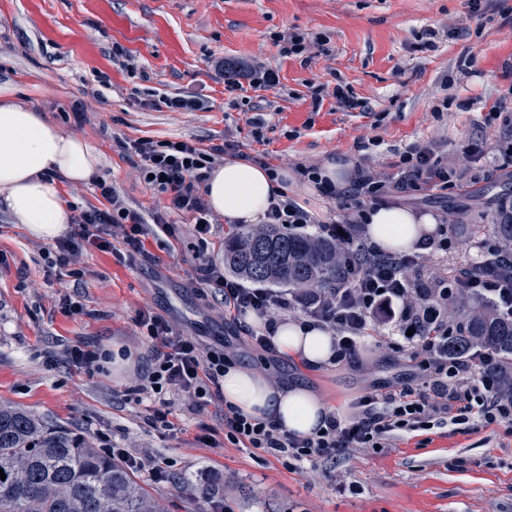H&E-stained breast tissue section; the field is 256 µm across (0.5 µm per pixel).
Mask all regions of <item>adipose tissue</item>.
<instances>
[{"instance_id": "1", "label": "adipose tissue", "mask_w": 512, "mask_h": 512, "mask_svg": "<svg viewBox=\"0 0 512 512\" xmlns=\"http://www.w3.org/2000/svg\"><path fill=\"white\" fill-rule=\"evenodd\" d=\"M99 157L85 141L49 123L41 112L0 100V190L14 223L34 238L52 239L66 230L70 212L52 173L75 182L89 181ZM211 208L230 224H258L281 180L259 165L231 160L216 168L204 186ZM427 212L382 207L367 217L371 240L387 253L417 249L436 229ZM273 341L279 353L316 369L329 365L334 339L317 326L291 318L279 322ZM225 403L283 429L308 436L319 428L327 407L311 389L299 384L273 387L260 372L236 364L224 374Z\"/></svg>"}]
</instances>
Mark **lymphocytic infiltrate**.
Returning <instances> with one entry per match:
<instances>
[{"label":"lymphocytic infiltrate","mask_w":512,"mask_h":512,"mask_svg":"<svg viewBox=\"0 0 512 512\" xmlns=\"http://www.w3.org/2000/svg\"><path fill=\"white\" fill-rule=\"evenodd\" d=\"M140 180L158 197L150 214L130 208L124 197L107 181L94 187L106 200V207L90 206L73 215V231L56 242L52 268L71 266L88 249L108 252L113 238H120L124 261L137 265L152 262L145 247L148 236L176 237L169 217L174 213L191 216L187 232L196 260V290L211 295L225 320L235 322L237 332L252 346L275 354L271 338L280 316L301 313L306 322L330 330L335 337V362L354 357L358 344L390 325L405 339L406 348L422 373V385L363 396L358 411L344 419L329 414L326 425L315 434L299 437L270 422L224 409V438L232 445L260 449L291 469L319 459L332 460L351 448H374L389 439L393 431H413L434 420L512 423V396L503 394L492 368L493 352L476 350L467 358L449 355L448 303L461 292L484 300L498 313L512 316V279L497 282L472 275L473 262L448 265V215H440L436 235L424 243L438 262L444 263L442 278L434 284L412 281L408 273L421 262L418 254L392 255L378 249L359 233L369 211L391 204L396 198L456 186L465 175L484 163L492 171L512 173V141L498 146L492 154L463 146L457 163L443 161L434 144L413 147L400 157L394 174L377 175L371 168L357 167L349 183L338 187L323 177L318 166L301 164L300 176L314 184L324 198L346 209L343 220L326 222L292 198L272 201L266 221L286 229L316 226L319 233L341 236L348 263L341 282L322 293L309 296L275 288H247L224 273L209 254V237L218 216L209 206L202 188L217 164L224 160L225 147L202 148L194 140L115 141ZM263 320L256 328L244 322L247 311ZM140 324L153 347L150 365L132 393L136 401H149L150 420L166 424L172 397L188 396L194 406L211 401L220 387L224 371L236 360L230 345L203 346L193 336L175 329L163 316L144 313Z\"/></svg>","instance_id":"f902f5d3"}]
</instances>
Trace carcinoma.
I'll return each instance as SVG.
<instances>
[{
  "label": "carcinoma",
  "instance_id": "obj_1",
  "mask_svg": "<svg viewBox=\"0 0 512 512\" xmlns=\"http://www.w3.org/2000/svg\"><path fill=\"white\" fill-rule=\"evenodd\" d=\"M345 249L335 238L290 233L275 224H236L224 239V265L246 281L308 293L336 284ZM489 348L498 375L512 373V319L472 307L448 353ZM0 512H163L135 480L85 438L31 412L0 403Z\"/></svg>",
  "mask_w": 512,
  "mask_h": 512
}]
</instances>
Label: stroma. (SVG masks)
<instances>
[{
    "instance_id": "stroma-1",
    "label": "stroma",
    "mask_w": 512,
    "mask_h": 512,
    "mask_svg": "<svg viewBox=\"0 0 512 512\" xmlns=\"http://www.w3.org/2000/svg\"><path fill=\"white\" fill-rule=\"evenodd\" d=\"M512 0H488L473 16L468 0H0V90L15 103L94 146L97 178L112 182L142 213L156 197L118 154V137L194 139L208 147L237 144L288 175V195L325 221L343 215L337 203L300 179L297 164L347 159L382 175L394 172L411 146L438 143L455 162L462 146L491 150L512 139V26L501 15ZM465 27L468 37L425 32ZM293 30L327 37L328 51L311 63L283 57L273 33ZM122 47L135 72L112 59ZM257 60L276 68L278 88L231 93L214 76V59ZM468 70H461L462 61ZM112 78L104 101L93 98L99 74ZM348 86L370 110L337 109L333 97L314 104L312 89ZM194 95L206 109L169 112L141 107L150 95ZM263 123V139L252 135ZM366 150H358V142ZM512 202V179L478 175L462 186L416 195L408 208L458 221L448 227V258L470 261L493 234L468 238L470 224H495L501 200ZM52 241L30 237L0 203V402L21 406L70 429L96 448L111 444L170 462L175 482L136 472L138 483L166 512H512V424L433 421L396 431L384 448H358L336 462L309 464L307 474L255 449L224 441V401L197 408L183 396L169 407V425L153 426L145 404L128 399L139 382L138 357L152 346L139 325L149 310L203 345L229 342L239 362L268 370L272 385L302 381L347 418L370 388L402 385L415 366L395 338H367L355 357L314 371L269 357L201 299L193 288L195 259L174 239H147L158 268H133L113 252H84L76 264L83 310L65 313L61 284L47 269ZM97 343L129 348L132 360L92 374L68 359L69 347ZM218 478L222 491L187 494V479Z\"/></svg>"
}]
</instances>
